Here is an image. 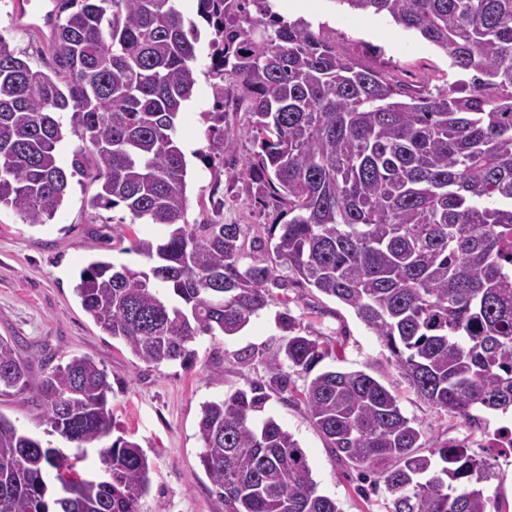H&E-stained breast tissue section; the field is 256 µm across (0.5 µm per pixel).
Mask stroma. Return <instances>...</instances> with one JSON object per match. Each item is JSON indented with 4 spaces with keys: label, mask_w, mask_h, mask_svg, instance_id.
<instances>
[{
    "label": "stroma",
    "mask_w": 512,
    "mask_h": 512,
    "mask_svg": "<svg viewBox=\"0 0 512 512\" xmlns=\"http://www.w3.org/2000/svg\"><path fill=\"white\" fill-rule=\"evenodd\" d=\"M272 2L287 20L302 17L315 27L327 24L356 53L405 80L428 79L438 86L449 71L442 51L385 17L341 11L333 0ZM0 36L34 66L48 67V31L20 18L16 0H0ZM210 40L209 30H202L196 45L198 83L179 120L187 162L186 218L192 224L285 223V216L260 198L228 191L232 166L209 137L204 121L213 107ZM95 192L89 179L72 178L61 209L43 225L24 223L12 210H0V336L14 339L24 356L36 352L55 364L86 355L106 370L112 384V434L142 447L151 466V495L165 512H224L199 460L201 406L239 388L270 384L266 358L282 336L279 317L286 311L296 317L301 332L321 337L332 348L319 370L373 376L399 397L405 415L415 419L427 438L465 446L489 459L497 477L487 483L486 493L503 503V512H512V454L501 455L481 442L483 432L512 424V414L480 409L474 420L466 421L424 403L401 377L386 344L353 309L306 285L275 290L272 301L237 335L198 336L190 365L139 363L123 342L94 324L73 287L82 268L96 259L142 266L144 259L131 252V242L153 237L155 230L133 222L124 207L91 208ZM306 384L304 375L289 373L287 391L272 395L267 414L294 434L308 454L318 491L334 498L341 512H388L390 496L384 483L338 462L311 424L299 401Z\"/></svg>",
    "instance_id": "1"
}]
</instances>
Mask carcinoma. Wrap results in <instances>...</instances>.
Here are the masks:
<instances>
[{
	"mask_svg": "<svg viewBox=\"0 0 512 512\" xmlns=\"http://www.w3.org/2000/svg\"><path fill=\"white\" fill-rule=\"evenodd\" d=\"M177 0H56L50 69L0 37V208L44 224L75 176L97 183L95 208L124 206L160 225L136 239L147 265L94 260L74 287L84 312L140 363L192 361L196 338L233 336L271 290L304 283L352 308L389 348L409 387L465 420L512 411V0H334L383 15L442 50L469 82L431 88L356 55L336 32L287 22L270 0H196L211 30L217 102L247 105L257 151L232 183L288 213L266 224L269 262L248 264L240 224H190L175 120L193 95L198 27ZM82 145L61 156L63 115ZM221 151L239 132L213 112ZM267 358L310 374L326 344L281 315ZM0 336V396L30 394L46 433L0 413V512H144L150 464L112 435V385L89 356L35 368ZM326 447L379 475L389 512H491L496 477L481 456L432 441L362 371L327 370L301 392ZM258 386L204 403L200 464L224 512H341L318 492L298 440L262 418ZM97 477L76 470L88 451Z\"/></svg>",
	"mask_w": 512,
	"mask_h": 512,
	"instance_id": "1",
	"label": "carcinoma"
}]
</instances>
